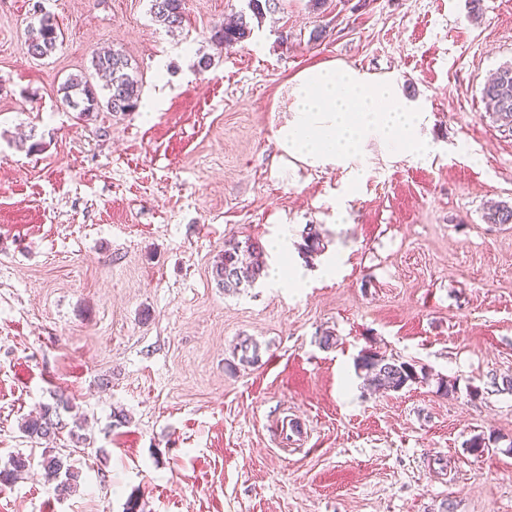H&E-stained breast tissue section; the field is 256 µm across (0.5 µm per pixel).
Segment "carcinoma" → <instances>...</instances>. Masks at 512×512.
Segmentation results:
<instances>
[{
	"label": "carcinoma",
	"mask_w": 512,
	"mask_h": 512,
	"mask_svg": "<svg viewBox=\"0 0 512 512\" xmlns=\"http://www.w3.org/2000/svg\"><path fill=\"white\" fill-rule=\"evenodd\" d=\"M185 0H150V14L168 29L179 28L184 22ZM252 28L245 17L228 26L218 28L212 39L216 46L226 49L247 40ZM61 31L54 17L38 16V24L31 26L28 37V52L36 58L49 56L56 48ZM91 66L97 73L106 76V83L96 88L84 76H72L61 87L67 105L84 114L106 108L110 112H132L138 108L140 89L138 80L130 73L129 59L116 51L95 52ZM482 99L487 112L502 125L512 127V65L499 67L482 88ZM488 224H512V206L494 204L484 212ZM325 249L321 234L314 224L305 226L299 254L308 257ZM264 271L263 250L252 243L236 240L224 242V253L213 268L218 287L226 294H237L255 285ZM358 371L365 373L373 385L385 392H398L413 384L427 382L430 373L425 367L410 361H400L378 352L368 351L356 361ZM68 405L58 399L44 404L37 415L30 416L21 425L23 433L38 441L54 436L65 428L59 409ZM31 465V458L17 455L0 467V484L13 482ZM40 466L49 481L57 482L56 490L68 495L78 486L79 471L71 463V454L53 453L47 448L42 453Z\"/></svg>",
	"instance_id": "obj_1"
}]
</instances>
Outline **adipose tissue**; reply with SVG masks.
Returning <instances> with one entry per match:
<instances>
[{
	"label": "adipose tissue",
	"instance_id": "obj_1",
	"mask_svg": "<svg viewBox=\"0 0 512 512\" xmlns=\"http://www.w3.org/2000/svg\"><path fill=\"white\" fill-rule=\"evenodd\" d=\"M293 116L275 138L290 158L312 167L347 169L364 177V147L381 142L388 152L433 153L422 134L425 114L402 93L391 75L371 76L335 61L298 72L291 80Z\"/></svg>",
	"mask_w": 512,
	"mask_h": 512
}]
</instances>
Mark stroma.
Segmentation results:
<instances>
[{
	"instance_id": "obj_1",
	"label": "stroma",
	"mask_w": 512,
	"mask_h": 512,
	"mask_svg": "<svg viewBox=\"0 0 512 512\" xmlns=\"http://www.w3.org/2000/svg\"><path fill=\"white\" fill-rule=\"evenodd\" d=\"M38 7L62 32L44 59L26 49ZM149 9L0 0V465L32 459L0 512H512V224L483 219L512 205V129L481 98L512 64V0H279L221 51L215 29L248 0H186L173 31ZM103 48L153 111L66 105L67 78L99 84ZM330 61L395 74L434 155L369 141L350 192L340 169L285 155L290 81ZM308 224L325 250L294 255L301 283L218 288L225 240L259 243L270 267L274 239L301 243ZM367 349L433 378L371 393L354 366ZM59 396L53 445L80 472L66 496L21 430Z\"/></svg>"
}]
</instances>
